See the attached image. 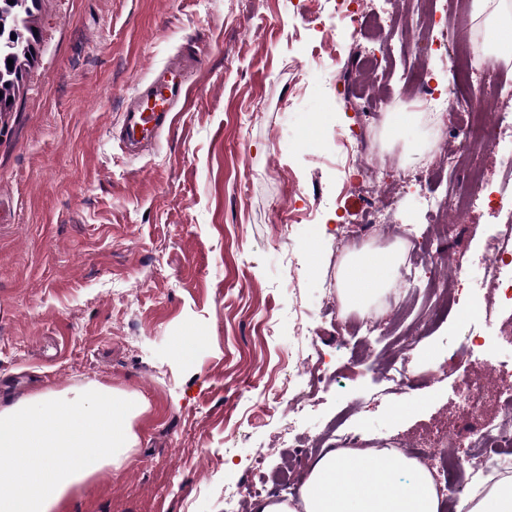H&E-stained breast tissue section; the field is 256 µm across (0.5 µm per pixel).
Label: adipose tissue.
Wrapping results in <instances>:
<instances>
[{
    "mask_svg": "<svg viewBox=\"0 0 512 512\" xmlns=\"http://www.w3.org/2000/svg\"><path fill=\"white\" fill-rule=\"evenodd\" d=\"M489 54L512 59V9L479 0ZM396 251L350 254L340 270V298L365 308L387 288ZM147 408L138 395L104 386L40 392L0 406V512H56L70 489L103 469H121L137 443L133 424ZM409 479H401V472ZM253 512H441L431 472L395 451L324 449L297 499L269 496ZM456 512H512V476L481 481L460 495Z\"/></svg>",
    "mask_w": 512,
    "mask_h": 512,
    "instance_id": "obj_1",
    "label": "adipose tissue"
}]
</instances>
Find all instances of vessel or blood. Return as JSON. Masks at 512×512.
Instances as JSON below:
<instances>
[{
	"label": "vessel or blood",
	"mask_w": 512,
	"mask_h": 512,
	"mask_svg": "<svg viewBox=\"0 0 512 512\" xmlns=\"http://www.w3.org/2000/svg\"><path fill=\"white\" fill-rule=\"evenodd\" d=\"M189 89L181 67H164L153 79L141 81L123 112L118 137L125 146L144 145L172 125L175 108L186 102Z\"/></svg>",
	"instance_id": "obj_1"
}]
</instances>
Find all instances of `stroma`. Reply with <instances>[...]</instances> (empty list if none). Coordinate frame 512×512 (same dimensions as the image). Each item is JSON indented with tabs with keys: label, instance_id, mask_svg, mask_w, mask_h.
Masks as SVG:
<instances>
[{
	"label": "stroma",
	"instance_id": "obj_1",
	"mask_svg": "<svg viewBox=\"0 0 512 512\" xmlns=\"http://www.w3.org/2000/svg\"><path fill=\"white\" fill-rule=\"evenodd\" d=\"M446 2L430 27L439 49L421 59L441 89ZM36 27L35 60L0 114V404L90 384L147 404L129 463L57 512H225L235 485L286 499L291 447L334 427L420 458V438L463 417L449 358L475 338L472 377L512 359V309L462 315L486 293L483 267L463 270L444 310L404 286L433 260L483 251L497 219L478 206L430 242L441 151L463 118L397 132L366 122L361 106L389 94L401 111L422 106L406 95L398 40L372 35L379 67L359 81L339 0H41ZM185 56L198 61L188 101L157 147L128 153L114 136L128 99ZM368 136L390 164L361 212L392 205L376 234L432 245L428 257L404 246L391 279L430 321L411 387L392 394L390 336L363 341L336 316L342 240L358 229L343 168ZM310 334L324 369L302 365ZM186 336L204 341L190 361L175 352ZM299 392L310 401L296 413Z\"/></svg>",
	"mask_w": 512,
	"mask_h": 512
}]
</instances>
